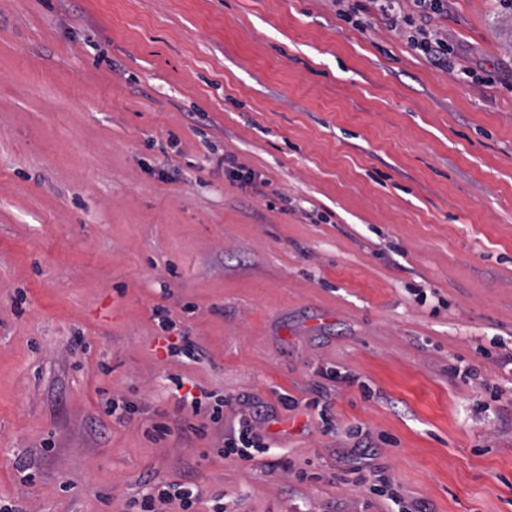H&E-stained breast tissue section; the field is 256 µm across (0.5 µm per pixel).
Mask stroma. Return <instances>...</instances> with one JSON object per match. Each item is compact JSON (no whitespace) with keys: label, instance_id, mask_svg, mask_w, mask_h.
<instances>
[{"label":"stroma","instance_id":"35a3bbf8","mask_svg":"<svg viewBox=\"0 0 512 512\" xmlns=\"http://www.w3.org/2000/svg\"><path fill=\"white\" fill-rule=\"evenodd\" d=\"M496 3L448 0L443 69L334 0H0V505L132 512L151 479L194 512H512ZM175 376L223 421L182 429ZM253 409L269 453L220 456Z\"/></svg>","mask_w":512,"mask_h":512}]
</instances>
